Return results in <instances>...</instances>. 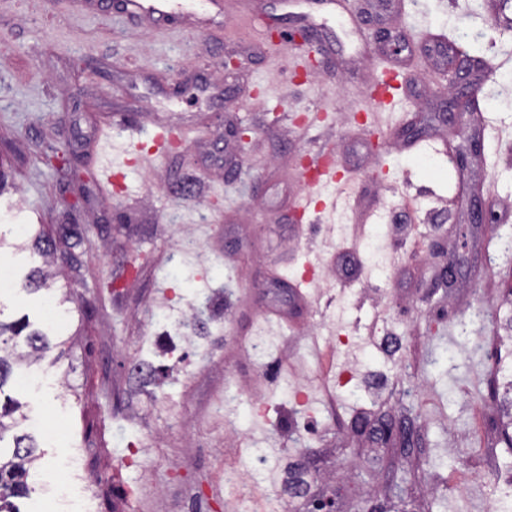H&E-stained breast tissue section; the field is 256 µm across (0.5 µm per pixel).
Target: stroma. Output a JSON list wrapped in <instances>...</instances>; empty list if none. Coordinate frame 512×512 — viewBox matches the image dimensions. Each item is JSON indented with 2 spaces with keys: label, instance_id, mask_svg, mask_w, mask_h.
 <instances>
[{
  "label": "stroma",
  "instance_id": "stroma-1",
  "mask_svg": "<svg viewBox=\"0 0 512 512\" xmlns=\"http://www.w3.org/2000/svg\"><path fill=\"white\" fill-rule=\"evenodd\" d=\"M503 11L224 0L223 27L153 31L74 17L63 0H0V212L52 231L68 315L64 357L22 395L44 451L42 512L75 485L67 512H308L312 496L338 512L512 505L488 394L495 370L512 371ZM283 15L329 44L317 71L267 40L266 19ZM433 36L474 65L429 52ZM460 68L478 92L457 125L446 79ZM162 130L173 142L160 149ZM471 136L484 149L458 167ZM67 148L82 180L44 161ZM330 157L335 180L309 183ZM462 196L494 221L468 223ZM460 251L450 288L442 268ZM260 335L277 342L259 359ZM387 419L411 422L414 448L379 435ZM252 448L268 470L251 473Z\"/></svg>",
  "mask_w": 512,
  "mask_h": 512
}]
</instances>
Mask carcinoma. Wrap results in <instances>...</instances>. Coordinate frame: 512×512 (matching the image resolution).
Instances as JSON below:
<instances>
[{
	"label": "carcinoma",
	"instance_id": "carcinoma-1",
	"mask_svg": "<svg viewBox=\"0 0 512 512\" xmlns=\"http://www.w3.org/2000/svg\"><path fill=\"white\" fill-rule=\"evenodd\" d=\"M32 248L43 257L53 254L52 241L41 230L32 236ZM49 277L42 268H33L23 288L38 292ZM52 348L49 330L36 326L29 316L0 319V512H21L20 501L35 492L32 477L41 458L40 444L34 433L18 430L27 421V404L16 393L17 375L39 365Z\"/></svg>",
	"mask_w": 512,
	"mask_h": 512
}]
</instances>
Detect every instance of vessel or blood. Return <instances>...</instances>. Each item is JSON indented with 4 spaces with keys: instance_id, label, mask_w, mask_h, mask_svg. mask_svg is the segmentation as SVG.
Returning a JSON list of instances; mask_svg holds the SVG:
<instances>
[{
    "instance_id": "b4317fda",
    "label": "vessel or blood",
    "mask_w": 512,
    "mask_h": 512,
    "mask_svg": "<svg viewBox=\"0 0 512 512\" xmlns=\"http://www.w3.org/2000/svg\"><path fill=\"white\" fill-rule=\"evenodd\" d=\"M67 7L75 16L107 12L159 30L224 24V0H67Z\"/></svg>"
}]
</instances>
